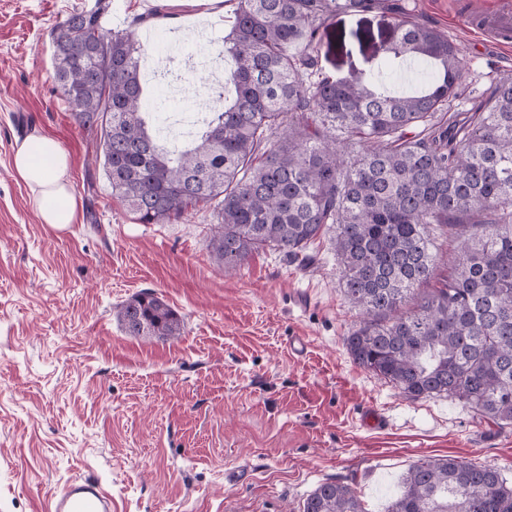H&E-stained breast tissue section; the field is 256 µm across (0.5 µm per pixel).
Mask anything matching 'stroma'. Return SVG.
I'll return each mask as SVG.
<instances>
[{
    "mask_svg": "<svg viewBox=\"0 0 512 512\" xmlns=\"http://www.w3.org/2000/svg\"><path fill=\"white\" fill-rule=\"evenodd\" d=\"M94 0H0V512H47L75 478L101 479L115 512H302L320 484L349 485L367 512H385L408 468L453 457L512 482V425L476 422L462 402L411 400L350 358L344 338L360 317L341 291L327 240L312 264L253 253L227 272L213 259L210 210L174 224H141L112 198L93 165L96 133L55 91L50 31ZM370 11L329 16L335 75L380 70L388 86L418 75L376 51L394 24L416 21L463 51L466 84L443 116L475 111L512 73V46L475 30L469 14L495 0H374ZM235 5L205 0H112L106 27L139 26L154 49L183 52L173 76L194 88L196 30L221 45ZM70 159L76 223L43 224L12 172L30 133ZM150 291L180 317L179 336L127 335L117 306ZM302 337L303 348L290 341ZM379 413L384 425L366 424Z\"/></svg>",
    "mask_w": 512,
    "mask_h": 512,
    "instance_id": "stroma-1",
    "label": "stroma"
}]
</instances>
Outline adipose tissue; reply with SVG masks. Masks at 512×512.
Instances as JSON below:
<instances>
[{
	"label": "adipose tissue",
	"instance_id": "adipose-tissue-1",
	"mask_svg": "<svg viewBox=\"0 0 512 512\" xmlns=\"http://www.w3.org/2000/svg\"><path fill=\"white\" fill-rule=\"evenodd\" d=\"M69 169V157L59 144L35 133L13 155V173L34 195L41 222L56 228L74 223L78 210Z\"/></svg>",
	"mask_w": 512,
	"mask_h": 512
}]
</instances>
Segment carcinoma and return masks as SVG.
I'll return each instance as SVG.
<instances>
[{
  "mask_svg": "<svg viewBox=\"0 0 512 512\" xmlns=\"http://www.w3.org/2000/svg\"><path fill=\"white\" fill-rule=\"evenodd\" d=\"M110 8L94 0L50 38L56 89L80 126L100 132L94 162L112 196L141 224L212 208L208 247L227 269L260 250L309 263V247L329 237L344 296L363 316L344 339L353 361L412 399L448 396L481 424H512V75L481 111L445 126L436 118L460 96L466 64L444 33L396 25L382 57L434 70L423 90L395 92L374 73L319 66L328 15L366 12L373 0H237L224 86L184 139L148 125L165 101L144 95L143 18L107 29ZM438 237L454 243L442 278ZM115 317L129 336L181 331L151 292ZM302 512L365 509L350 487L327 482ZM385 512H512V486L494 468L424 460Z\"/></svg>",
  "mask_w": 512,
  "mask_h": 512,
  "instance_id": "1",
  "label": "carcinoma"
}]
</instances>
